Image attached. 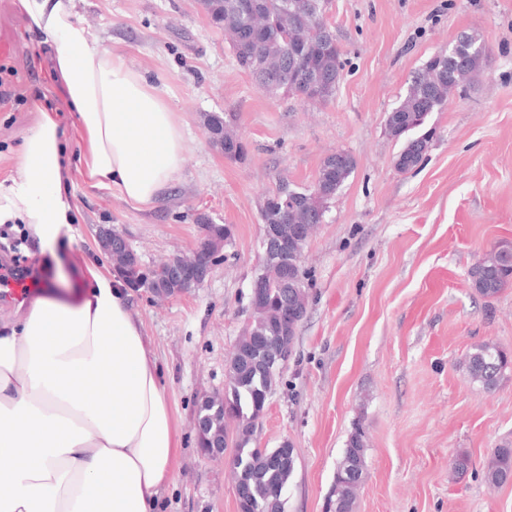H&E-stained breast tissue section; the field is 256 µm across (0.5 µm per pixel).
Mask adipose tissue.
Instances as JSON below:
<instances>
[{
    "instance_id": "1",
    "label": "adipose tissue",
    "mask_w": 512,
    "mask_h": 512,
    "mask_svg": "<svg viewBox=\"0 0 512 512\" xmlns=\"http://www.w3.org/2000/svg\"><path fill=\"white\" fill-rule=\"evenodd\" d=\"M20 3L84 148L70 158L58 110L33 98L36 123L0 169V224L51 254L73 237L74 178L152 209L184 162V132L159 88L78 20L77 0ZM175 446L150 338L102 264L79 260L0 318V512H157Z\"/></svg>"
}]
</instances>
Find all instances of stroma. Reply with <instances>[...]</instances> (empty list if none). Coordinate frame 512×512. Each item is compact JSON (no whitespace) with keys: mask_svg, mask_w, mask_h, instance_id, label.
Listing matches in <instances>:
<instances>
[{"mask_svg":"<svg viewBox=\"0 0 512 512\" xmlns=\"http://www.w3.org/2000/svg\"><path fill=\"white\" fill-rule=\"evenodd\" d=\"M81 21L156 85L184 123V164L158 205L74 184V235L96 250V225L123 231L142 261L188 251L206 213L233 228L202 288L154 302L133 292L166 386L179 439L160 512H238L223 463L196 444L197 405L224 392L234 342L251 319L263 256L261 208L280 180L311 188L322 160L343 150L355 167L329 200L304 250L307 313L280 370L254 441L289 443L296 463L285 512H326L334 475L356 426L367 436L365 479L353 512H512V482L493 487L484 466L512 446V366L495 390L471 381L465 357L491 342L512 357V285L492 299L469 286L473 265L512 242V0H329L326 19L344 63L324 103L269 93L236 63L199 0H79ZM464 33L488 51L482 76L429 113L424 160L395 166L404 142L386 119L412 75ZM35 36L20 0H0V167H12L33 126L29 101L44 74L29 64ZM230 117L246 145L226 158L206 119ZM28 260L37 281L69 274L76 253L41 254L0 226V250ZM462 454L474 463L454 476Z\"/></svg>","mask_w":512,"mask_h":512,"instance_id":"obj_1","label":"stroma"}]
</instances>
